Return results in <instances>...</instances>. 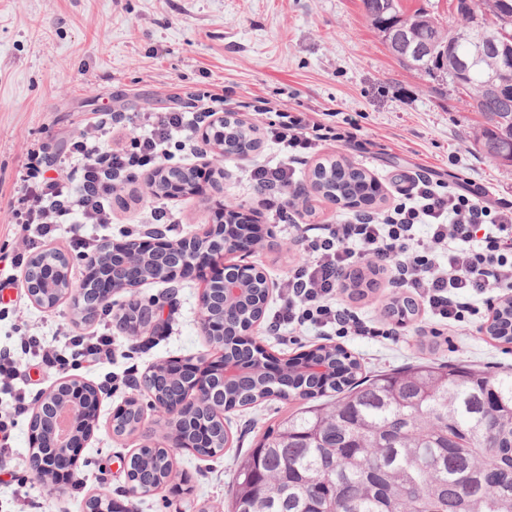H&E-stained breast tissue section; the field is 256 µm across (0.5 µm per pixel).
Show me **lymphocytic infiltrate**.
Here are the masks:
<instances>
[{
  "mask_svg": "<svg viewBox=\"0 0 512 512\" xmlns=\"http://www.w3.org/2000/svg\"><path fill=\"white\" fill-rule=\"evenodd\" d=\"M223 103L222 94L204 91L152 112L116 104L97 112L55 163L47 162L42 149L27 147L13 210L21 226L16 263L26 262L59 225L112 223L113 197L136 174L168 166L174 151L197 153L195 131L218 115ZM263 130L283 157L252 168L249 177L261 193L259 207L282 224L306 208L297 163L331 142L356 143L363 153L373 146L356 130L336 131L314 112H280ZM297 229L296 241L309 258L281 283L284 304L271 324L276 333L311 325L335 328L340 336L377 335L374 322L336 301L348 279L367 268L387 276L398 297L419 302L431 321L451 328L479 314L478 300L491 291L512 300V203L482 200L471 186L448 183L431 170L416 174L401 200L384 213L355 212L340 224L303 222ZM68 340L77 350L70 359L36 334L21 333L13 349L0 350V389L19 379L22 354L64 372L112 358L110 336L72 334Z\"/></svg>",
  "mask_w": 512,
  "mask_h": 512,
  "instance_id": "lymphocytic-infiltrate-1",
  "label": "lymphocytic infiltrate"
}]
</instances>
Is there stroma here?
<instances>
[{"label":"stroma","mask_w":512,"mask_h":512,"mask_svg":"<svg viewBox=\"0 0 512 512\" xmlns=\"http://www.w3.org/2000/svg\"><path fill=\"white\" fill-rule=\"evenodd\" d=\"M227 91L228 111L249 119L269 103L279 109L322 112L339 128L356 124L373 141L370 153L347 144L325 147L321 157L345 156L379 183L373 206L381 211L393 189L407 186L424 170L448 181H468L491 200L512 201V167L490 162L473 147L478 120L453 86L436 89L424 74L402 66L371 28L361 0H0V257L12 254L20 231L9 204L16 200L28 145L56 160L94 112L120 103L139 112L168 105L177 93ZM262 142L247 156L225 158L224 199L260 215L259 192L247 176L271 156ZM148 179L138 177L113 202L111 240L137 231L149 204ZM184 237L202 233L211 220L203 196L170 199ZM274 244L255 250L252 263L280 282L305 255L294 244L295 231L273 225ZM196 279L178 288L175 308L164 312L165 330L129 336L115 316L98 313L81 322L71 302L47 311L34 305L24 288L0 296V348L12 347L18 329L30 327L48 343L60 330L105 331L112 339L111 362L89 365L77 375L93 384L111 383L100 404L98 428L79 461L81 490L47 493L28 469V417L17 420L12 448L0 454V512H85L95 495L111 497L132 512H228L239 457L279 420L299 408L296 400L269 398L227 415L229 444L223 454H175L182 488L127 495L121 457L145 444L154 427L148 395L144 430L113 437V412L132 390L128 378H142L149 367L171 359L215 355L201 327ZM489 320L476 317L457 328L430 333L425 316L398 327L393 336L325 337L315 329L270 336L258 327L257 342L286 359L320 345L337 344L352 353L367 373L397 372L431 360L475 364L495 372L512 367V344L492 339Z\"/></svg>","instance_id":"35a3bbf8"}]
</instances>
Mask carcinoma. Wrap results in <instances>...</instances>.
<instances>
[{
    "label": "carcinoma",
    "instance_id": "1",
    "mask_svg": "<svg viewBox=\"0 0 512 512\" xmlns=\"http://www.w3.org/2000/svg\"><path fill=\"white\" fill-rule=\"evenodd\" d=\"M487 32L497 30L500 15L512 13V0H469ZM371 26H388L416 42L437 43L429 64L418 72L446 84L440 60H448L445 25L428 10L404 11L400 0H362ZM481 70L496 75L498 84L512 86V63L489 55ZM466 104L481 118L472 145L491 161L487 146L512 141V97L492 95L479 73L456 86ZM254 130L224 129L229 155L256 150ZM312 183L323 197L372 204L378 183L366 171L342 158H326L313 170ZM261 289H247L238 304L240 321L249 323L260 312ZM491 336L512 343V304L504 307L488 329ZM259 347L224 336V358L244 364L246 372L226 381L219 399L238 406L265 400L286 388L310 402L269 430L238 465L230 512H333L339 494L352 498L353 512H512V372L490 374L466 366L420 362L405 370L369 378L360 363L339 346L321 345L314 357L333 372L316 376L302 372L294 359L284 362L287 381L273 379L260 363ZM145 387L160 398L184 391L160 364L150 369ZM496 423L494 446L484 428ZM229 443L226 430L217 432L213 447L197 448L214 457ZM169 466L163 449L134 454V480L139 491L163 486Z\"/></svg>",
    "mask_w": 512,
    "mask_h": 512
}]
</instances>
